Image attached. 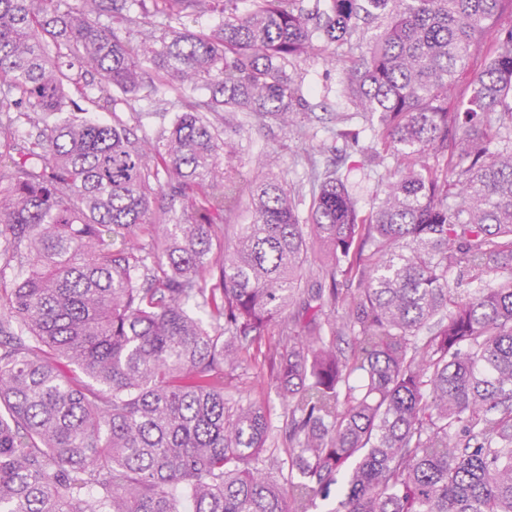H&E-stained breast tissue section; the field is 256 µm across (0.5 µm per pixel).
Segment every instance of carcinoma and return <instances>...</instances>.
<instances>
[{"label": "carcinoma", "mask_w": 512, "mask_h": 512, "mask_svg": "<svg viewBox=\"0 0 512 512\" xmlns=\"http://www.w3.org/2000/svg\"><path fill=\"white\" fill-rule=\"evenodd\" d=\"M153 5L221 20L134 42L100 17L133 24L144 0H0V512H310L340 481L330 512H512V26L469 72L512 0ZM376 11L342 116L377 119L374 163L396 159L371 212L328 175L304 218L263 175L215 253L243 188L210 114L295 123L299 63L336 62ZM75 69L107 103L152 75L209 97L148 149L115 114L40 123ZM246 361L288 398L285 460L264 407L224 395ZM509 25H512V16L508 13H504L499 20L493 25L490 30L482 37L479 42V45L474 52V56L471 60L470 67L471 69H478L481 64H483L484 57L486 52L492 46L496 32L499 28H505Z\"/></svg>", "instance_id": "carcinoma-1"}]
</instances>
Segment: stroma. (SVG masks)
I'll list each match as a JSON object with an SVG mask.
<instances>
[{"instance_id":"obj_1","label":"stroma","mask_w":512,"mask_h":512,"mask_svg":"<svg viewBox=\"0 0 512 512\" xmlns=\"http://www.w3.org/2000/svg\"><path fill=\"white\" fill-rule=\"evenodd\" d=\"M375 29L359 32L351 45L336 49L335 64H327L322 54L302 61L298 74L308 108L299 127L284 128L274 121L246 119L244 114L221 112L216 116L227 136L236 147L234 164L243 184H251L257 172L281 181L301 199L300 212H307L311 195V171H337L362 210L373 204L378 186L389 172L371 166L370 156L381 147L377 124L367 121L357 126L358 139L345 137V124L339 116L348 109L343 68L347 59L358 57L375 36ZM73 105L83 110L87 118L108 121L120 116L125 125L146 141H155L168 125L170 103L175 94L166 83L155 82L151 101H142L128 108L113 106L99 100L87 89L70 87ZM229 395L245 399L265 400L272 428L269 440L277 444L280 457H287L284 415L286 405L276 386L256 373L250 366H240L227 385Z\"/></svg>"}]
</instances>
